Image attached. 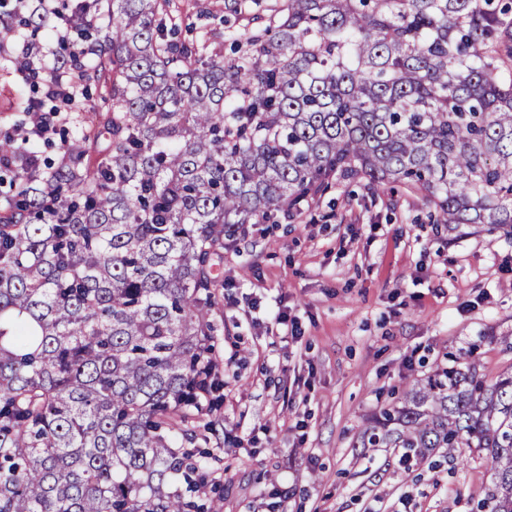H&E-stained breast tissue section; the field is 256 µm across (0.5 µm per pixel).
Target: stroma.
Here are the masks:
<instances>
[{
	"mask_svg": "<svg viewBox=\"0 0 512 512\" xmlns=\"http://www.w3.org/2000/svg\"><path fill=\"white\" fill-rule=\"evenodd\" d=\"M271 0H172L183 23L252 28ZM24 74L0 68V132L26 117ZM423 193L371 195L340 181L294 222L247 224L216 271L214 357L220 423L194 445L217 454L218 512H473L489 477L481 454L460 466L366 447L370 418L444 353L486 379L512 369V238L449 239ZM286 312L300 341H283Z\"/></svg>",
	"mask_w": 512,
	"mask_h": 512,
	"instance_id": "1",
	"label": "stroma"
}]
</instances>
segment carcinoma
Segmentation results:
<instances>
[{"label":"carcinoma","mask_w":512,"mask_h":512,"mask_svg":"<svg viewBox=\"0 0 512 512\" xmlns=\"http://www.w3.org/2000/svg\"><path fill=\"white\" fill-rule=\"evenodd\" d=\"M87 0L81 50L31 104L70 112L0 136V512H214L212 454L184 443L216 406L214 267L240 224L293 221L338 181L420 191L436 223L512 236V23L496 0H277L258 27L181 39L170 0ZM24 47L54 16H3ZM105 108H85L90 86ZM65 146L50 160L40 145ZM373 447L486 452L476 512H512V372L415 381Z\"/></svg>","instance_id":"obj_1"}]
</instances>
